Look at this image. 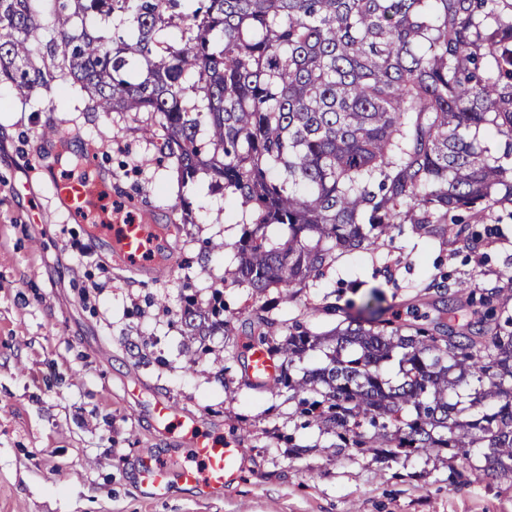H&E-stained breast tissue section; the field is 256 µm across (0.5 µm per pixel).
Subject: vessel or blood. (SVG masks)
Listing matches in <instances>:
<instances>
[{
	"label": "vessel or blood",
	"instance_id": "obj_1",
	"mask_svg": "<svg viewBox=\"0 0 512 512\" xmlns=\"http://www.w3.org/2000/svg\"><path fill=\"white\" fill-rule=\"evenodd\" d=\"M64 197L70 210H82L90 206L93 191L78 182H65L55 188ZM123 265L138 272H154L155 260L144 255V231L142 225H125L118 249ZM277 371L274 360L259 346H252L247 374L253 382L271 379ZM155 424L168 426L178 423L183 429L181 455L183 464H175L167 456H146L135 463L137 483L145 494L154 500L166 499L174 485H181L204 496H218L232 488L236 482L243 454L234 443L215 441L197 426L192 414L176 408L165 398L156 399L150 411Z\"/></svg>",
	"mask_w": 512,
	"mask_h": 512
}]
</instances>
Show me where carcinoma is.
Here are the masks:
<instances>
[{"label": "carcinoma", "mask_w": 512, "mask_h": 512, "mask_svg": "<svg viewBox=\"0 0 512 512\" xmlns=\"http://www.w3.org/2000/svg\"><path fill=\"white\" fill-rule=\"evenodd\" d=\"M181 29L156 57L157 34ZM55 81L98 112H152L160 152L188 182L199 172L229 202L252 207L235 282L282 297L336 259L367 250L400 220L467 247L460 210L512 205V0H0V84L27 101ZM486 130L499 155L477 144ZM213 152L203 156L199 136ZM268 224L285 227L269 243ZM436 318L377 297L333 331L327 366L304 331L276 339L257 308L246 339L281 360L266 391L286 389L301 414L376 457L485 448L481 470L512 479V286L480 293V319L454 325L463 283L433 282ZM196 336L229 335L218 313L189 304ZM398 362L390 385L382 363ZM486 406L464 417L460 390Z\"/></svg>", "instance_id": "cac0c4a2"}]
</instances>
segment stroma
<instances>
[{"label":"stroma","mask_w":512,"mask_h":512,"mask_svg":"<svg viewBox=\"0 0 512 512\" xmlns=\"http://www.w3.org/2000/svg\"><path fill=\"white\" fill-rule=\"evenodd\" d=\"M49 125L58 138L43 139ZM157 127L148 112L90 110L67 85L27 102L0 85V512H512V482L475 474V455L337 453L287 393L247 384L244 343L199 339L179 321L187 299L218 300L238 331L264 305L281 326L322 333L374 292L399 306L441 277L474 291L512 281V207L459 212L478 248L398 224L376 249L337 256L294 300L277 288L256 297L233 277L249 210H225L207 177L181 182L158 158ZM83 172L106 179L89 218L53 186ZM123 202L162 232L167 277L124 269L106 245ZM158 395L242 443L224 495L141 492L135 458L172 453L181 436L146 415Z\"/></svg>","instance_id":"stroma-1"}]
</instances>
